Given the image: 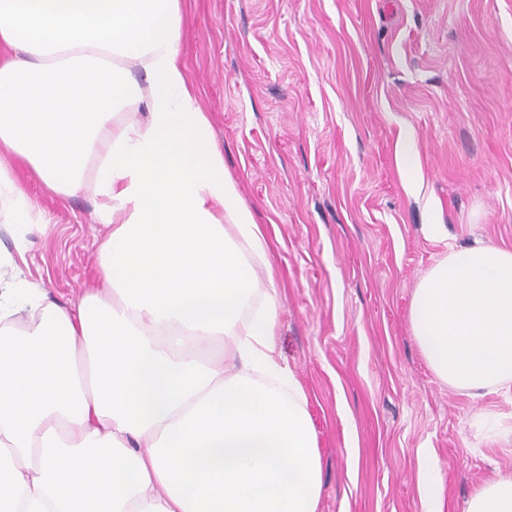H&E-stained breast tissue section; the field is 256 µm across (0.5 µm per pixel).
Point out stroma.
<instances>
[{
    "mask_svg": "<svg viewBox=\"0 0 512 512\" xmlns=\"http://www.w3.org/2000/svg\"><path fill=\"white\" fill-rule=\"evenodd\" d=\"M181 60L224 174L266 238L276 346L321 453L317 512H442L512 475V387L458 390L410 309L450 247L512 251V0H182ZM414 136L408 168L397 143ZM50 223L21 267L67 303L99 287L97 201L4 155Z\"/></svg>",
    "mask_w": 512,
    "mask_h": 512,
    "instance_id": "obj_1",
    "label": "stroma"
}]
</instances>
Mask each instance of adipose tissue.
Wrapping results in <instances>:
<instances>
[{
	"label": "adipose tissue",
	"mask_w": 512,
	"mask_h": 512,
	"mask_svg": "<svg viewBox=\"0 0 512 512\" xmlns=\"http://www.w3.org/2000/svg\"><path fill=\"white\" fill-rule=\"evenodd\" d=\"M181 30V0H0V153L61 197L93 194L105 229L101 288L51 300L15 259L49 224L0 167V512H317L265 237ZM467 512H512V478Z\"/></svg>",
	"instance_id": "1"
}]
</instances>
